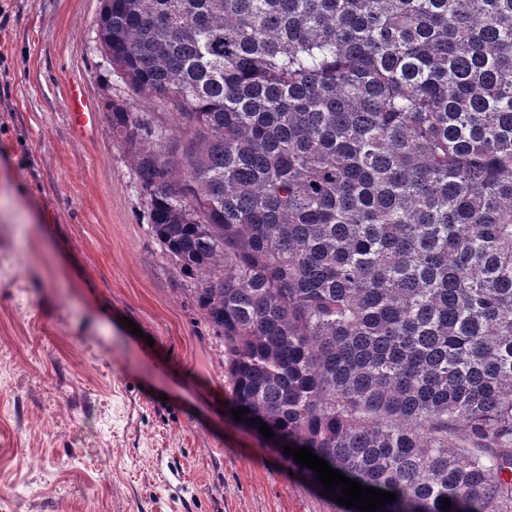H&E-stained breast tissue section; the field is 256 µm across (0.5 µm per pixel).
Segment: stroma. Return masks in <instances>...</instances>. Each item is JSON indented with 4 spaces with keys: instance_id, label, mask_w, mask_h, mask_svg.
Segmentation results:
<instances>
[{
    "instance_id": "obj_1",
    "label": "stroma",
    "mask_w": 512,
    "mask_h": 512,
    "mask_svg": "<svg viewBox=\"0 0 512 512\" xmlns=\"http://www.w3.org/2000/svg\"><path fill=\"white\" fill-rule=\"evenodd\" d=\"M0 6V512H348L231 413L194 282L110 131L112 98L162 116L99 51L102 0ZM68 112L70 123L76 129H81L93 121V114L86 110L85 101L78 86L70 89Z\"/></svg>"
}]
</instances>
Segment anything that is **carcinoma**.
I'll return each instance as SVG.
<instances>
[{"mask_svg":"<svg viewBox=\"0 0 512 512\" xmlns=\"http://www.w3.org/2000/svg\"><path fill=\"white\" fill-rule=\"evenodd\" d=\"M103 2L174 122L112 99V137L235 406L376 512H512V0Z\"/></svg>","mask_w":512,"mask_h":512,"instance_id":"cac0c4a2","label":"carcinoma"}]
</instances>
